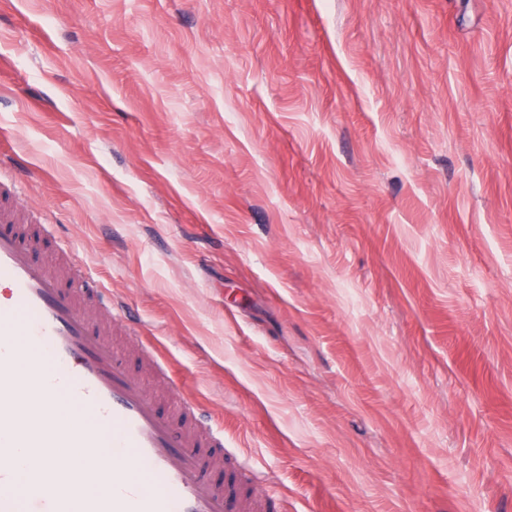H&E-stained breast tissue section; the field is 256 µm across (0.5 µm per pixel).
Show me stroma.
I'll use <instances>...</instances> for the list:
<instances>
[{"label": "stroma", "instance_id": "35a3bbf8", "mask_svg": "<svg viewBox=\"0 0 512 512\" xmlns=\"http://www.w3.org/2000/svg\"><path fill=\"white\" fill-rule=\"evenodd\" d=\"M0 181L251 512H512V0H0Z\"/></svg>", "mask_w": 512, "mask_h": 512}]
</instances>
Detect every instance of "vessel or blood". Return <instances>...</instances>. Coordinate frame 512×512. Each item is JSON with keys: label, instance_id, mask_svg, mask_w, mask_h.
Returning <instances> with one entry per match:
<instances>
[{"label": "vessel or blood", "instance_id": "vessel-or-blood-1", "mask_svg": "<svg viewBox=\"0 0 512 512\" xmlns=\"http://www.w3.org/2000/svg\"><path fill=\"white\" fill-rule=\"evenodd\" d=\"M39 241L0 211V512H236L237 488L218 478L235 463L224 429L191 398L175 413L129 371L91 309L112 314L111 293L90 278L61 281L34 254ZM30 337L52 371L37 375L43 398L64 392L75 420L50 425L34 414L17 371L13 336ZM25 449L33 470L21 484L10 459ZM105 451L104 470L86 469L85 452ZM84 467L80 496L41 490L61 459Z\"/></svg>", "mask_w": 512, "mask_h": 512}]
</instances>
